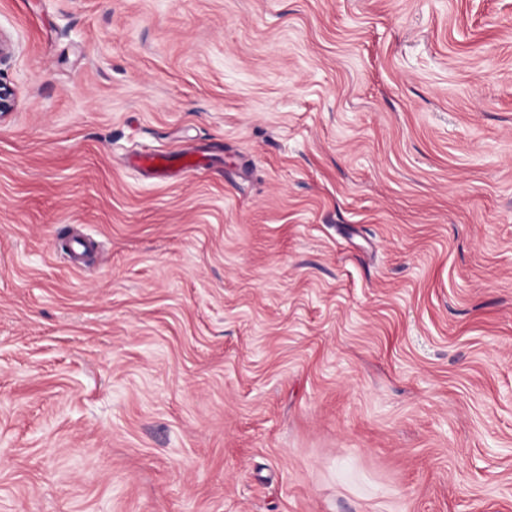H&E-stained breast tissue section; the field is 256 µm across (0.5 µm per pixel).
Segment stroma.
Here are the masks:
<instances>
[{"instance_id":"1","label":"stroma","mask_w":512,"mask_h":512,"mask_svg":"<svg viewBox=\"0 0 512 512\" xmlns=\"http://www.w3.org/2000/svg\"><path fill=\"white\" fill-rule=\"evenodd\" d=\"M0 34V512H512V0ZM206 162L207 155L195 149L185 150L179 155L164 152L137 154L129 159L132 167L164 180L198 169Z\"/></svg>"}]
</instances>
